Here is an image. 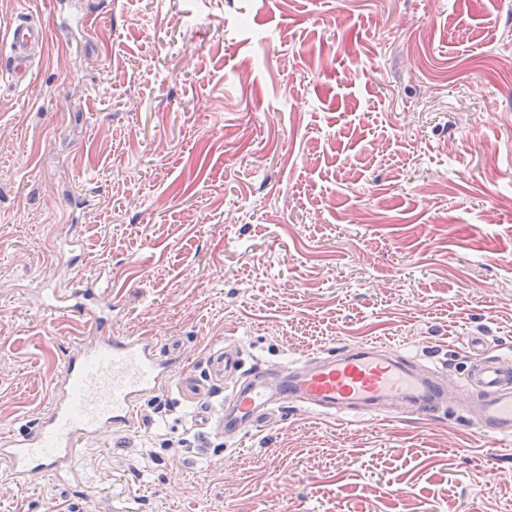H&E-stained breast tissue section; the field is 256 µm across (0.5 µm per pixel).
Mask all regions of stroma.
Returning a JSON list of instances; mask_svg holds the SVG:
<instances>
[{"label": "stroma", "mask_w": 512, "mask_h": 512, "mask_svg": "<svg viewBox=\"0 0 512 512\" xmlns=\"http://www.w3.org/2000/svg\"><path fill=\"white\" fill-rule=\"evenodd\" d=\"M0 0L37 11L26 89L0 81V434L47 410L67 317L95 282L100 331L222 346L287 374L378 341L455 381L471 337L512 355V0ZM136 432L83 439L79 482L0 512H512V443L460 418L194 427L177 391Z\"/></svg>", "instance_id": "35a3bbf8"}]
</instances>
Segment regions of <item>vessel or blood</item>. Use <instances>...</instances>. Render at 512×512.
Listing matches in <instances>:
<instances>
[{"label":"vessel or blood","instance_id":"obj_1","mask_svg":"<svg viewBox=\"0 0 512 512\" xmlns=\"http://www.w3.org/2000/svg\"><path fill=\"white\" fill-rule=\"evenodd\" d=\"M45 28L33 15L22 16L7 36L8 65L0 77L12 85L26 82L44 46ZM87 289L57 296L58 306L73 303L80 317L78 355L65 359L55 386L60 401L20 434L0 436V473L18 485L36 478L63 479L75 472L78 444L105 430L133 432L139 427L141 403L169 387L198 406L197 423L208 427L212 390L196 375H174L171 350L156 339L130 336H93L104 308L85 304ZM472 357L463 380L480 393L478 401H444L440 375L422 372L414 361L367 342L324 353L301 363L275 385H266L260 368H246L241 354L219 350L210 365L212 381L232 379L225 395L227 430H260L276 418L285 402H293L318 416H352L364 412L390 419L401 412L430 417L450 410L462 413L477 434L500 441L512 439V360L492 353L484 341L471 338Z\"/></svg>","mask_w":512,"mask_h":512}]
</instances>
